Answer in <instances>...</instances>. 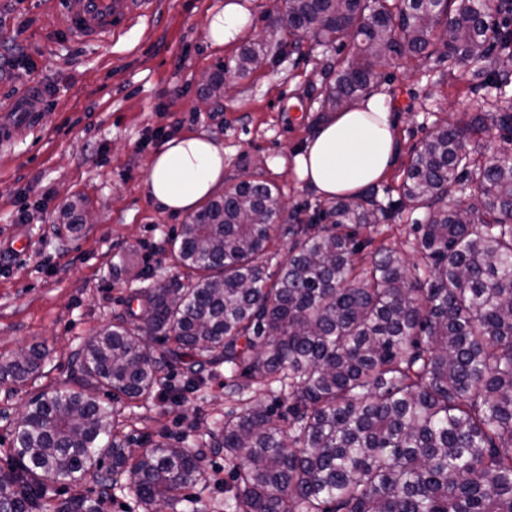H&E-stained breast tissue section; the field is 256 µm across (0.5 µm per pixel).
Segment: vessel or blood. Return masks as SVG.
<instances>
[{
	"label": "vessel or blood",
	"mask_w": 512,
	"mask_h": 512,
	"mask_svg": "<svg viewBox=\"0 0 512 512\" xmlns=\"http://www.w3.org/2000/svg\"><path fill=\"white\" fill-rule=\"evenodd\" d=\"M152 0H56L65 31L83 42H100L122 25L134 6Z\"/></svg>",
	"instance_id": "obj_1"
}]
</instances>
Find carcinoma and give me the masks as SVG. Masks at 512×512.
Masks as SVG:
<instances>
[{
  "mask_svg": "<svg viewBox=\"0 0 512 512\" xmlns=\"http://www.w3.org/2000/svg\"><path fill=\"white\" fill-rule=\"evenodd\" d=\"M507 0H288L277 20L279 49L311 36L347 44L323 107L370 94L387 59H436L477 87L512 85V26L486 19ZM269 40L243 46L232 72L244 77L267 60ZM225 63L206 83L224 93ZM512 133V104L479 108L462 124L448 118L413 150L399 200L369 193L334 201L330 225L285 224L277 186L244 180L212 198L172 239L188 283L137 288L120 321L77 353V387L30 397L13 428L0 472V512H100L98 498L53 501L39 478L80 484L111 464L128 473L142 512L176 510L205 485L206 449L234 462L225 512H512V155L484 161L470 142L489 126ZM475 189L455 205L466 181ZM428 266L411 272L389 247L370 264L358 239L405 209ZM288 259L270 274L276 234ZM187 358L181 389L164 382V354L148 336ZM46 350L34 344L0 362V381L39 373ZM224 367L230 393L276 385L289 418L255 397L198 448L159 442L136 455L120 438L112 400L160 396L175 403ZM288 425H283V421Z\"/></svg>",
  "mask_w": 512,
  "mask_h": 512,
  "instance_id": "1",
  "label": "carcinoma"
}]
</instances>
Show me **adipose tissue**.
<instances>
[{
	"label": "adipose tissue",
	"mask_w": 512,
	"mask_h": 512,
	"mask_svg": "<svg viewBox=\"0 0 512 512\" xmlns=\"http://www.w3.org/2000/svg\"><path fill=\"white\" fill-rule=\"evenodd\" d=\"M249 12L239 0H225L206 20L212 45L241 36ZM397 129L382 95L371 94L357 106L331 113L295 156L300 181L327 200L351 198L389 171L396 156ZM224 182V147L202 133L165 142L153 155L147 191L164 209L191 212Z\"/></svg>",
	"instance_id": "adipose-tissue-1"
}]
</instances>
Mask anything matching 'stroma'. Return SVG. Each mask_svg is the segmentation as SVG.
Masks as SVG:
<instances>
[{
    "label": "stroma",
    "instance_id": "stroma-1",
    "mask_svg": "<svg viewBox=\"0 0 512 512\" xmlns=\"http://www.w3.org/2000/svg\"><path fill=\"white\" fill-rule=\"evenodd\" d=\"M224 0H154L103 44L81 43L60 27L50 0H0V121L19 127L0 150V361L38 343L40 376L23 388L0 384V467L9 462L11 432L27 399L45 387H72L81 377L76 354L97 332L126 319L136 288L177 275L170 241L186 217L164 211L145 190L149 163L168 139L202 132L224 145V184L260 178L277 184L301 220L327 202L300 182L293 159L325 114L323 91L336 50L303 38L292 54L269 52L263 67L227 81L216 106L203 111L202 74L261 40L268 0H241L250 27L221 47L207 38L206 18ZM376 93L385 95L398 129L388 175L373 187L381 204L398 198L413 146L436 119L497 99L436 62L388 61ZM43 94V120L25 128L16 102L28 82ZM82 206L72 225L60 217ZM403 213L367 235L396 249L409 268L426 264L415 228ZM23 233L26 251L6 244ZM223 370L183 402L123 403L122 437L148 449L160 440L192 444L217 419L239 411Z\"/></svg>",
    "mask_w": 512,
    "mask_h": 512
}]
</instances>
